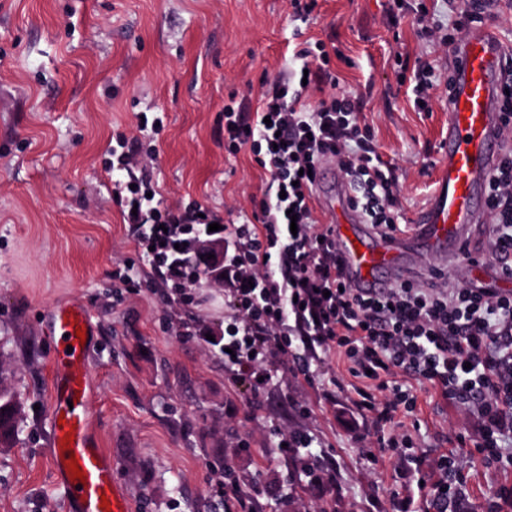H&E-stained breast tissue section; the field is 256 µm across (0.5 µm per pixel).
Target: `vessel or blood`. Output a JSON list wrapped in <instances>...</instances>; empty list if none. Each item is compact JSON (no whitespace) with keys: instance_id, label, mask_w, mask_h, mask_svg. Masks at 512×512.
Returning a JSON list of instances; mask_svg holds the SVG:
<instances>
[{"instance_id":"b4317fda","label":"vessel or blood","mask_w":512,"mask_h":512,"mask_svg":"<svg viewBox=\"0 0 512 512\" xmlns=\"http://www.w3.org/2000/svg\"><path fill=\"white\" fill-rule=\"evenodd\" d=\"M506 49L495 29L480 23L470 28L458 46L448 95V135L441 150L433 199L415 218L407 238L372 233L350 204V188L333 167H322L318 192L333 205L336 250L353 287L374 295L400 280L407 265L406 249L417 246L440 260H476L488 273L499 270L496 257L481 254L472 243L486 223V185L502 149L496 90ZM93 336L91 314L79 301L60 305L51 314L55 340L49 400L52 423L49 457L65 491L68 512H129L112 473L115 462L101 447L93 426L92 390L87 369V345L77 331ZM72 450H64L65 440ZM76 458L83 481H75L67 459Z\"/></svg>"}]
</instances>
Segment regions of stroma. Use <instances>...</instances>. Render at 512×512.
I'll list each match as a JSON object with an SVG mask.
<instances>
[{
	"mask_svg": "<svg viewBox=\"0 0 512 512\" xmlns=\"http://www.w3.org/2000/svg\"><path fill=\"white\" fill-rule=\"evenodd\" d=\"M385 3L317 0L302 22L288 0H0V386L22 401L18 441L0 446V512H68L47 454L49 321L72 298L93 316L92 419L130 512H215L228 466L257 512H426L419 485L439 478L437 458L474 449L477 413L427 385L413 459L381 456L375 418L355 405L360 384L332 352L308 378L266 358L276 378L251 412L249 385L215 344L223 291L179 301L142 261L112 192L127 177L113 172L112 148L136 136L165 204L228 222L268 176L250 154L225 151V100L256 106L290 57L320 40L396 168L399 223H412L434 192L448 95L437 83L418 111L396 60L451 63L418 37L417 14L390 20ZM143 114L159 129L139 131ZM278 429L311 436L314 453L335 459L333 478L291 490L297 459L260 455ZM450 480L470 512H487L512 487V466L468 463Z\"/></svg>",
	"mask_w": 512,
	"mask_h": 512,
	"instance_id": "obj_1",
	"label": "stroma"
}]
</instances>
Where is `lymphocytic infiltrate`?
<instances>
[{"label": "lymphocytic infiltrate", "instance_id": "obj_1", "mask_svg": "<svg viewBox=\"0 0 512 512\" xmlns=\"http://www.w3.org/2000/svg\"><path fill=\"white\" fill-rule=\"evenodd\" d=\"M452 7L451 34L437 36L426 24L417 32L438 39L448 54L457 33L481 22L485 12L482 0H454ZM295 58L255 111L233 99L224 105L225 149L232 156L250 150L269 180L250 210L239 211L236 222L219 231L209 232V218L197 209L160 210L139 140L123 141L115 168L140 175L131 184L116 181L115 191L129 195L125 223L149 229L138 236V248L169 283L186 275L177 248L183 230L223 241L231 310L224 361L251 380L250 408L259 406L272 379L261 365L269 350L286 356L301 348L333 350L343 354L351 376L374 381V391L361 392L359 404L379 422L400 426L416 404L410 381H426L444 396L470 403L482 417V461L512 465V293L410 278L377 298L348 287L333 227L315 214V172L323 162H335L365 223L385 234L408 230L394 218L398 179L362 120L358 95L333 94L338 78L326 44L316 42L314 51ZM497 100L503 149L487 183L491 233L485 251L502 259V277L512 280V57L502 69ZM460 463L459 455H441L442 476L426 489L440 512H467L464 492L446 478Z\"/></svg>", "mask_w": 512, "mask_h": 512}]
</instances>
